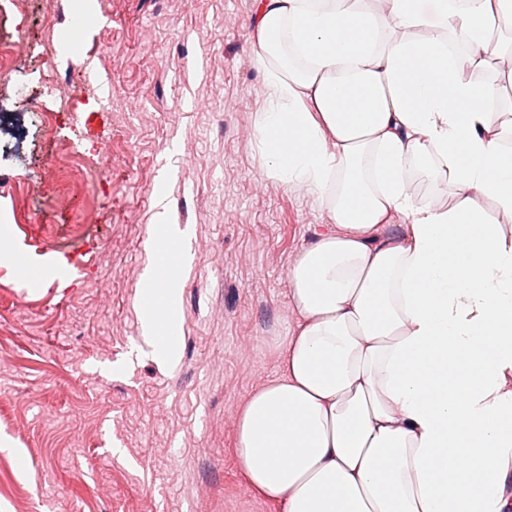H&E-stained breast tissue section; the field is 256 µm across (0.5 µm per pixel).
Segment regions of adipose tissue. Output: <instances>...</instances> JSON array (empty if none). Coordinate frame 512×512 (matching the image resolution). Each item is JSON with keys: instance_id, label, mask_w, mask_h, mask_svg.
<instances>
[{"instance_id": "adipose-tissue-1", "label": "adipose tissue", "mask_w": 512, "mask_h": 512, "mask_svg": "<svg viewBox=\"0 0 512 512\" xmlns=\"http://www.w3.org/2000/svg\"><path fill=\"white\" fill-rule=\"evenodd\" d=\"M386 3L256 2L261 140L330 227L288 271L296 321L241 410L236 458L277 512H512V228L482 206L512 218V118L486 108L483 58L512 0ZM415 166L455 203L415 206ZM397 214L404 237L380 236ZM155 235L140 323L172 361L180 260L167 226Z\"/></svg>"}]
</instances>
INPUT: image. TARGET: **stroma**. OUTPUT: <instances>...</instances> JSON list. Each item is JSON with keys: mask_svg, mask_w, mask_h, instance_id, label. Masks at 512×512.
<instances>
[{"mask_svg": "<svg viewBox=\"0 0 512 512\" xmlns=\"http://www.w3.org/2000/svg\"><path fill=\"white\" fill-rule=\"evenodd\" d=\"M254 13L255 0H55L50 17L42 0H0V41L35 46L0 71V140L20 145L0 156V225L35 258L86 266L25 295L0 262V512H273L241 477L236 422L278 369L288 270L328 213L260 148ZM64 77L85 105L52 133L38 113L60 109L49 87ZM159 220L187 247L171 363L126 355Z\"/></svg>", "mask_w": 512, "mask_h": 512, "instance_id": "stroma-1", "label": "stroma"}]
</instances>
